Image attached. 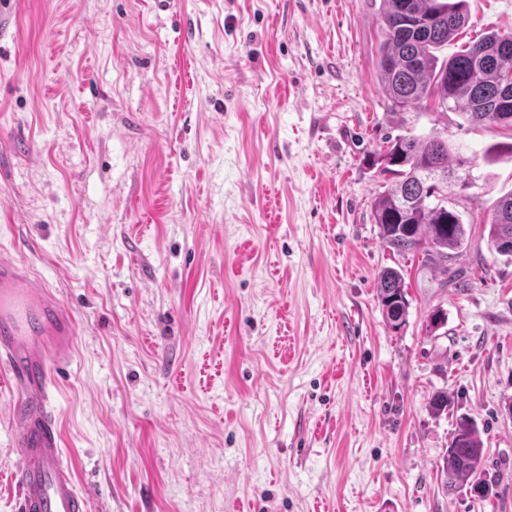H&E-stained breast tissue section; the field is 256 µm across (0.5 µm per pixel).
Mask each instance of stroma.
Returning <instances> with one entry per match:
<instances>
[{
  "mask_svg": "<svg viewBox=\"0 0 512 512\" xmlns=\"http://www.w3.org/2000/svg\"><path fill=\"white\" fill-rule=\"evenodd\" d=\"M468 10L441 57L512 31V0ZM381 40V0L0 6V252L79 321L55 407L90 512H512V260L472 221L512 191V158H485L501 129L396 106ZM401 134L472 164L444 275L378 237L370 159ZM386 267L410 301L397 331ZM11 399L0 382V512ZM463 415L482 499L440 485ZM377 300L388 325L394 329L406 325L410 303L401 270L390 267L379 274Z\"/></svg>",
  "mask_w": 512,
  "mask_h": 512,
  "instance_id": "stroma-1",
  "label": "stroma"
}]
</instances>
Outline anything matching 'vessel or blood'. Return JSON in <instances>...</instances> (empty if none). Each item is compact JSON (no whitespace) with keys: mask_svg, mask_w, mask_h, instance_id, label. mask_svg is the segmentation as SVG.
I'll return each mask as SVG.
<instances>
[{"mask_svg":"<svg viewBox=\"0 0 512 512\" xmlns=\"http://www.w3.org/2000/svg\"><path fill=\"white\" fill-rule=\"evenodd\" d=\"M77 336L76 316L32 264L0 255V370L15 391L16 512H89L64 460L53 411L58 376L77 356Z\"/></svg>","mask_w":512,"mask_h":512,"instance_id":"vessel-or-blood-1","label":"vessel or blood"}]
</instances>
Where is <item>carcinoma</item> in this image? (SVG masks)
Listing matches in <instances>:
<instances>
[{
  "label": "carcinoma",
  "mask_w": 512,
  "mask_h": 512,
  "mask_svg": "<svg viewBox=\"0 0 512 512\" xmlns=\"http://www.w3.org/2000/svg\"><path fill=\"white\" fill-rule=\"evenodd\" d=\"M467 0H382L384 39L379 46L382 91L398 106L415 107L433 100L453 105L472 126H495L512 138V120L498 107L504 67L512 57L498 59L488 49L512 46V32L492 31L440 59L437 52L468 24ZM463 163L452 156L448 141L438 136L398 135L384 141L373 164L385 177L386 189L372 204V216L384 247L399 253L423 251L446 262L467 242L462 214L448 198L453 173ZM440 169L434 183L421 175ZM480 223L489 225L488 246L512 260V191L499 197ZM377 300L388 325L407 323L409 300L402 271L384 269L378 277ZM442 488L454 495L463 487L478 497L488 490L485 449L474 422L457 423L442 456Z\"/></svg>",
  "instance_id": "cac0c4a2"
}]
</instances>
